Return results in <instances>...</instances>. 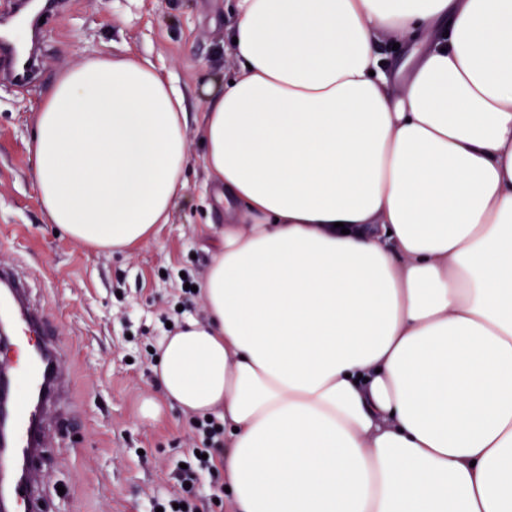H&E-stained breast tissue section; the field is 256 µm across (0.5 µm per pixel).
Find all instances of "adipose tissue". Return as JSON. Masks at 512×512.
<instances>
[{"instance_id": "obj_1", "label": "adipose tissue", "mask_w": 512, "mask_h": 512, "mask_svg": "<svg viewBox=\"0 0 512 512\" xmlns=\"http://www.w3.org/2000/svg\"><path fill=\"white\" fill-rule=\"evenodd\" d=\"M225 8L199 117L224 228L141 415L223 419L235 512H512V0ZM188 130L149 58L61 70L27 143L48 223L157 241Z\"/></svg>"}]
</instances>
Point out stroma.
I'll list each match as a JSON object with an SVG mask.
<instances>
[{"instance_id": "stroma-1", "label": "stroma", "mask_w": 512, "mask_h": 512, "mask_svg": "<svg viewBox=\"0 0 512 512\" xmlns=\"http://www.w3.org/2000/svg\"><path fill=\"white\" fill-rule=\"evenodd\" d=\"M229 19L218 0H67L42 25L37 72L24 83L0 77V265L26 279L62 339L71 397L52 413L42 491L48 512H144L147 495L171 490L173 464L188 447L192 418L163 404L149 350L161 317L180 294L181 274L202 281L224 216L212 179L196 159L200 91L231 68L221 46ZM146 56L181 90L194 162L157 241L126 254L84 249L47 223L26 149L34 113L57 73L88 55Z\"/></svg>"}]
</instances>
